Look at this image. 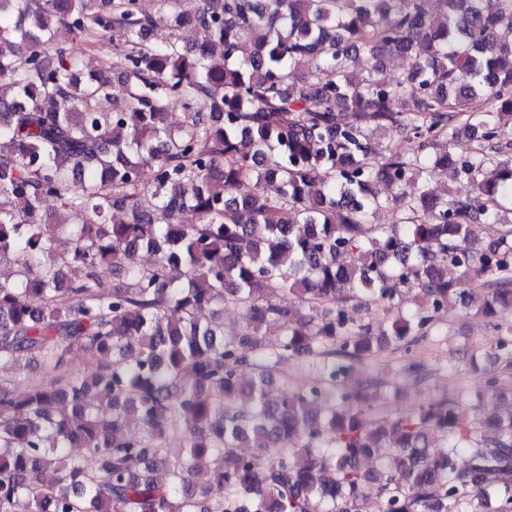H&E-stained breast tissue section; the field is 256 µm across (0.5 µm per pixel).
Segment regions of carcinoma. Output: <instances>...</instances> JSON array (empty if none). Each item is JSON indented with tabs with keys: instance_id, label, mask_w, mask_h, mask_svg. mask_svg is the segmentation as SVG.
I'll use <instances>...</instances> for the list:
<instances>
[{
	"instance_id": "carcinoma-1",
	"label": "carcinoma",
	"mask_w": 512,
	"mask_h": 512,
	"mask_svg": "<svg viewBox=\"0 0 512 512\" xmlns=\"http://www.w3.org/2000/svg\"><path fill=\"white\" fill-rule=\"evenodd\" d=\"M159 2L192 45L154 46L139 0H0V261L25 257L0 278V371L46 370L0 378V512H368V489L377 512H512L495 374L470 420L443 397L367 422L385 381L355 379L391 348L424 382L413 349L457 304L512 370V0ZM107 37L112 59L80 80L63 42ZM394 54L413 64L393 83ZM111 67L123 104L105 112ZM368 124L448 148L381 155ZM450 168L469 198L439 193ZM381 186L400 208L374 224ZM362 306L397 315L374 329ZM301 359L315 376L269 400Z\"/></svg>"
}]
</instances>
